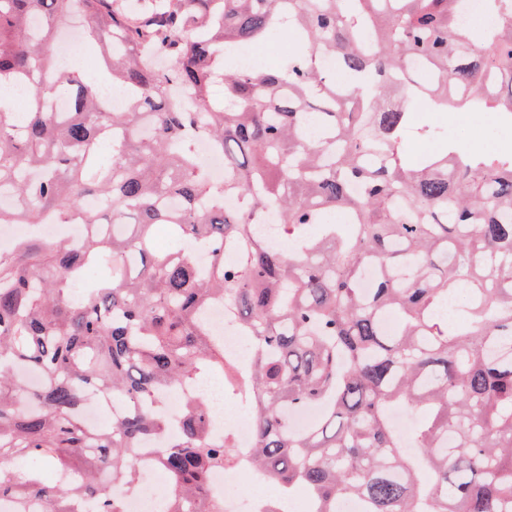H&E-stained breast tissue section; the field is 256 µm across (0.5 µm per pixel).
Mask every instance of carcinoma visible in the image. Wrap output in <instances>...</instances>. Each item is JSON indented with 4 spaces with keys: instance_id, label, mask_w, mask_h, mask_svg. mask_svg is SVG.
Returning a JSON list of instances; mask_svg holds the SVG:
<instances>
[{
    "instance_id": "cac0c4a2",
    "label": "carcinoma",
    "mask_w": 512,
    "mask_h": 512,
    "mask_svg": "<svg viewBox=\"0 0 512 512\" xmlns=\"http://www.w3.org/2000/svg\"><path fill=\"white\" fill-rule=\"evenodd\" d=\"M461 2L0 0V89L32 93L21 115L0 102V193L14 199L0 225L127 226L77 252L36 235L0 250V463L30 462L0 478V502L125 512L117 489L158 436L162 512H223L210 480L238 464L232 430L212 438L201 395L174 435L161 410L169 392L235 378L205 317L222 303L254 342L249 462L280 491L315 512L348 497L371 512H512V152L450 144L414 162L406 148L435 136L414 125L422 104L512 123V0H488L496 26L478 42ZM75 22L106 79L58 63ZM282 29L295 43L276 67L240 66ZM57 91L71 111L45 108ZM160 224L171 252L155 248ZM117 397L139 411L86 425L89 400ZM307 407L320 419L298 430ZM398 411L422 417L415 453Z\"/></svg>"
}]
</instances>
